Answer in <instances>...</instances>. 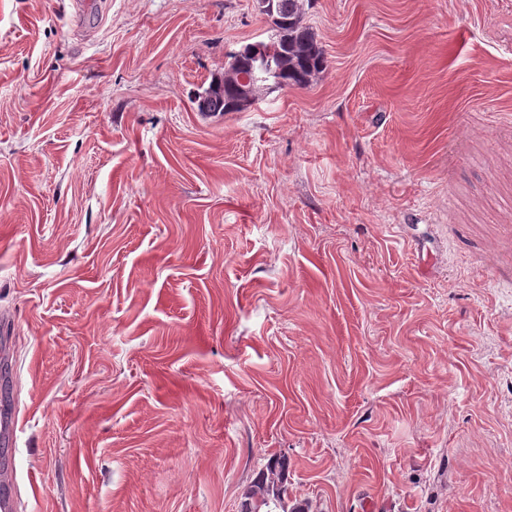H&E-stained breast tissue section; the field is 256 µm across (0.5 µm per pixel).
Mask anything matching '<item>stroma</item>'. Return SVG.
<instances>
[{"label": "stroma", "instance_id": "stroma-1", "mask_svg": "<svg viewBox=\"0 0 512 512\" xmlns=\"http://www.w3.org/2000/svg\"><path fill=\"white\" fill-rule=\"evenodd\" d=\"M91 2L0 0L21 512H512V0H312L220 119L254 0ZM274 22H270V34L267 40L248 43L238 51V68L247 75L253 73L254 57L249 47L259 45L273 59L277 69L279 89L303 88L311 84L314 78L327 66L325 50L316 34L304 22L307 0H273ZM267 60L259 58L257 71L252 78H243L238 74L237 66L224 63V82L238 89V103L242 110H248L263 96L277 90L278 83L266 66ZM235 100L236 90L231 86H224L215 79L202 93L195 96L194 103L197 112H206L199 113V115L202 118L210 119L222 117V114L226 112H242L236 108ZM288 458L270 454L262 470L243 491L238 503V512H309V507L300 503L288 509Z\"/></svg>", "mask_w": 512, "mask_h": 512}]
</instances>
